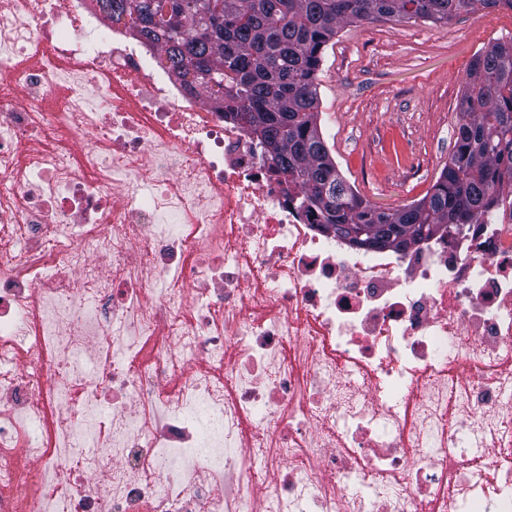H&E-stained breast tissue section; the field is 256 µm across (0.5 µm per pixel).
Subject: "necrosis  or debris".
<instances>
[{"label": "necrosis or debris", "mask_w": 512, "mask_h": 512, "mask_svg": "<svg viewBox=\"0 0 512 512\" xmlns=\"http://www.w3.org/2000/svg\"><path fill=\"white\" fill-rule=\"evenodd\" d=\"M129 30L0 0V512H512V203L351 247Z\"/></svg>", "instance_id": "obj_1"}]
</instances>
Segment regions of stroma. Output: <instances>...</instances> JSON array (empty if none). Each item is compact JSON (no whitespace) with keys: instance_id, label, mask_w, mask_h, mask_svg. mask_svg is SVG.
I'll use <instances>...</instances> for the list:
<instances>
[{"instance_id":"obj_1","label":"stroma","mask_w":512,"mask_h":512,"mask_svg":"<svg viewBox=\"0 0 512 512\" xmlns=\"http://www.w3.org/2000/svg\"><path fill=\"white\" fill-rule=\"evenodd\" d=\"M512 36V13L482 9L445 23H352L322 55L320 126L336 166L383 209L421 199L456 141L466 71L479 50Z\"/></svg>"}]
</instances>
